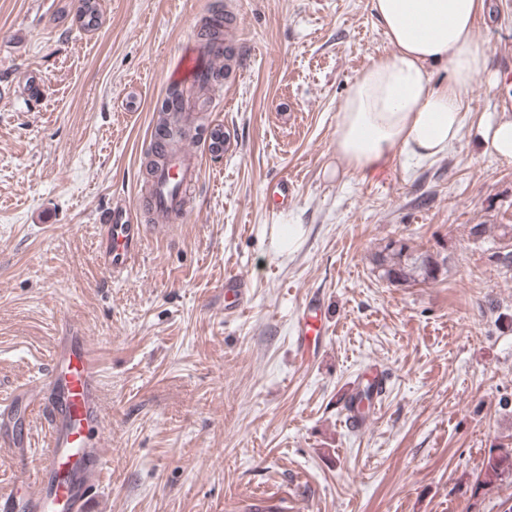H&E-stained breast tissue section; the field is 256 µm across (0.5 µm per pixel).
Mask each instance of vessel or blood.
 Masks as SVG:
<instances>
[{
  "label": "vessel or blood",
  "instance_id": "vessel-or-blood-1",
  "mask_svg": "<svg viewBox=\"0 0 512 512\" xmlns=\"http://www.w3.org/2000/svg\"><path fill=\"white\" fill-rule=\"evenodd\" d=\"M199 43H191L172 68L168 80L192 89L200 75L213 68ZM198 169L191 153L171 152L156 177L148 201L155 226H163L182 208V193L196 182ZM105 238L99 249L102 268L125 270L142 246L140 227L113 208L104 216ZM247 282L237 274L224 279L227 308H241ZM102 363L83 327L66 322L52 352L46 378L28 383L0 399V450L7 452L21 483L0 491V512H89V503L102 485L108 464L105 450L110 430L102 397ZM42 411L46 444L36 470H29L32 433L25 425Z\"/></svg>",
  "mask_w": 512,
  "mask_h": 512
}]
</instances>
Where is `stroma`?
Here are the masks:
<instances>
[{"mask_svg":"<svg viewBox=\"0 0 512 512\" xmlns=\"http://www.w3.org/2000/svg\"><path fill=\"white\" fill-rule=\"evenodd\" d=\"M98 3L88 30L79 0H0V396L44 376L61 321L84 327L112 430L90 512H245L267 492L288 512H500L512 482L469 488L512 443V165L473 127L512 113V0L477 23L495 80L472 85L460 140L364 174L334 136L351 82L390 50L369 0ZM222 6L237 61L191 106L198 182L156 229L139 201L167 74ZM217 124L219 156L201 134ZM282 179L293 201L273 211ZM117 203L144 227L119 276L98 260ZM401 236L447 257L436 279L379 278L373 254ZM229 273L248 293L228 316ZM312 295L326 334L306 362ZM376 369L383 392L351 429L344 401Z\"/></svg>","mask_w":512,"mask_h":512,"instance_id":"obj_1","label":"stroma"}]
</instances>
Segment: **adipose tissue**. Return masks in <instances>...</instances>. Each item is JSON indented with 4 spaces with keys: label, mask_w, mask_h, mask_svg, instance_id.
I'll use <instances>...</instances> for the list:
<instances>
[{
    "label": "adipose tissue",
    "mask_w": 512,
    "mask_h": 512,
    "mask_svg": "<svg viewBox=\"0 0 512 512\" xmlns=\"http://www.w3.org/2000/svg\"><path fill=\"white\" fill-rule=\"evenodd\" d=\"M484 0H370L390 52L371 59L337 109L336 153L370 172L392 156L424 160L459 141L467 92L489 72V49L475 34ZM448 82L436 84L435 66ZM476 134L500 162L512 164V116L481 119Z\"/></svg>",
    "instance_id": "ef3b65f1"
}]
</instances>
